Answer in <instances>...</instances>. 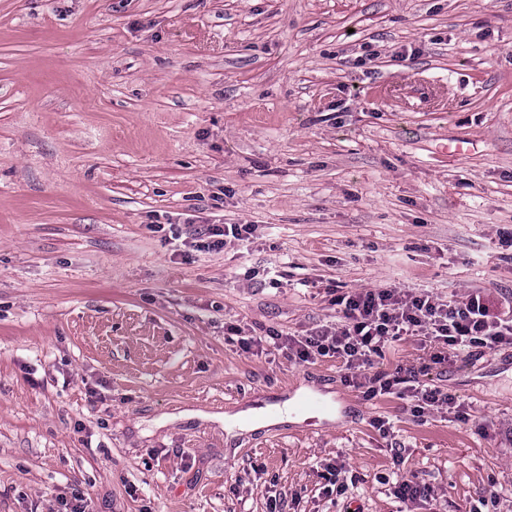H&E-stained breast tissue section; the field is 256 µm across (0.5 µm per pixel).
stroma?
<instances>
[{
    "instance_id": "1",
    "label": "stroma",
    "mask_w": 512,
    "mask_h": 512,
    "mask_svg": "<svg viewBox=\"0 0 512 512\" xmlns=\"http://www.w3.org/2000/svg\"><path fill=\"white\" fill-rule=\"evenodd\" d=\"M333 288L512 302V0H0V512H402L397 452L411 512H512V348L395 343L456 402L422 420L242 349ZM252 231L251 224L230 225V231L229 229L226 231L225 227L218 224L202 225V229H197L194 235V246L200 251L223 249L227 244L226 237L231 235L236 240H243L247 235H251ZM290 407L288 408V404H285L284 410L279 413L276 411L275 414H268L266 416L262 411H254L252 414L246 417H233L229 419L227 424V436L228 439H234L240 435L239 432H248L253 431L264 426H267L271 422H273L270 418H275V422H288L289 420H293L289 417ZM394 485V493L402 503H413L418 499L424 498L427 500L431 498L432 489L426 483L421 482L415 476L411 478L398 476Z\"/></svg>"
}]
</instances>
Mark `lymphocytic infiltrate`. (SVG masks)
I'll return each instance as SVG.
<instances>
[{
	"label": "lymphocytic infiltrate",
	"instance_id": "obj_1",
	"mask_svg": "<svg viewBox=\"0 0 512 512\" xmlns=\"http://www.w3.org/2000/svg\"><path fill=\"white\" fill-rule=\"evenodd\" d=\"M340 317L303 336H274L289 359L312 363L330 355L355 373L354 385L366 398L395 395L411 399L415 416L454 405L451 396L424 382L425 367L373 371L395 342L422 336L437 345L433 363L473 348L512 346V308L502 311L480 294L444 301L429 293L398 288L355 289L336 295Z\"/></svg>",
	"mask_w": 512,
	"mask_h": 512
}]
</instances>
